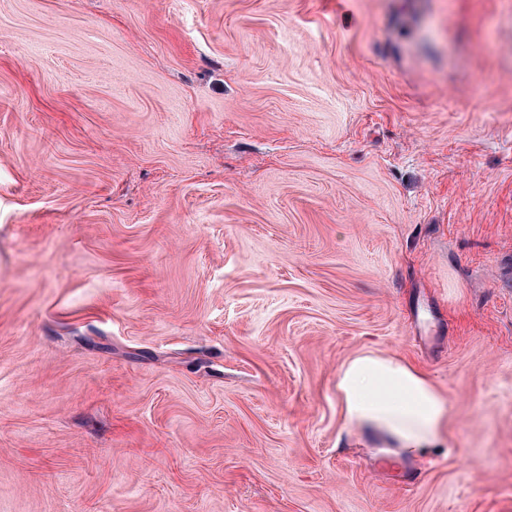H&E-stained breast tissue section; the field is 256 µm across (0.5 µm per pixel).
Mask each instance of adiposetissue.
Masks as SVG:
<instances>
[{
    "label": "adipose tissue",
    "instance_id": "adipose-tissue-1",
    "mask_svg": "<svg viewBox=\"0 0 512 512\" xmlns=\"http://www.w3.org/2000/svg\"><path fill=\"white\" fill-rule=\"evenodd\" d=\"M336 397L346 426L399 456L428 462L449 434L445 396L396 355L363 349L345 358L336 370Z\"/></svg>",
    "mask_w": 512,
    "mask_h": 512
}]
</instances>
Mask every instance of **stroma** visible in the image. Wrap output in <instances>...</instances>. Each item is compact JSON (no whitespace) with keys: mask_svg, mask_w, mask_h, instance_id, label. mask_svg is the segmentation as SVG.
Here are the masks:
<instances>
[{"mask_svg":"<svg viewBox=\"0 0 512 512\" xmlns=\"http://www.w3.org/2000/svg\"><path fill=\"white\" fill-rule=\"evenodd\" d=\"M0 512H512V0H0ZM336 397L345 425L375 448L426 463L445 445L449 404L404 358L374 349L348 356L336 370Z\"/></svg>","mask_w":512,"mask_h":512,"instance_id":"1","label":"stroma"}]
</instances>
